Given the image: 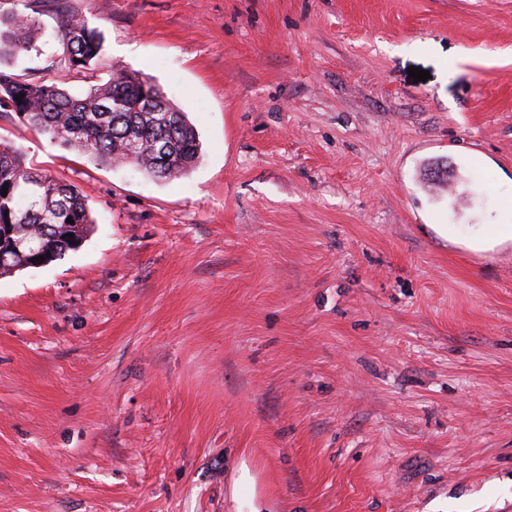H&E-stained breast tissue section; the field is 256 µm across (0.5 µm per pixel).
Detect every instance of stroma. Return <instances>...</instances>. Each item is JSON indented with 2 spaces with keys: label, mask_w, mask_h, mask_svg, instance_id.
I'll use <instances>...</instances> for the list:
<instances>
[{
  "label": "stroma",
  "mask_w": 512,
  "mask_h": 512,
  "mask_svg": "<svg viewBox=\"0 0 512 512\" xmlns=\"http://www.w3.org/2000/svg\"><path fill=\"white\" fill-rule=\"evenodd\" d=\"M28 5L103 34L70 89L143 73L201 157L0 110L92 217L0 275V512H512V244L435 230L512 202V0Z\"/></svg>",
  "instance_id": "1"
}]
</instances>
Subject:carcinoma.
Instances as JSON below:
<instances>
[{"mask_svg":"<svg viewBox=\"0 0 512 512\" xmlns=\"http://www.w3.org/2000/svg\"><path fill=\"white\" fill-rule=\"evenodd\" d=\"M42 30L40 19L22 10L0 14V62L40 56ZM52 37V68L88 70L102 50L100 32L69 13L59 15ZM0 108L15 113L27 128L108 165L128 162L124 144L133 140L140 152L132 164L159 181L185 176L201 154L186 113L135 71L76 94L62 80L22 82L0 69ZM90 223L85 199L74 186L28 163L20 148L0 143V234L32 241L15 266L28 265L36 255L49 264L62 259L73 251L69 235L86 238Z\"/></svg>","mask_w":512,"mask_h":512,"instance_id":"cac0c4a2","label":"carcinoma"}]
</instances>
